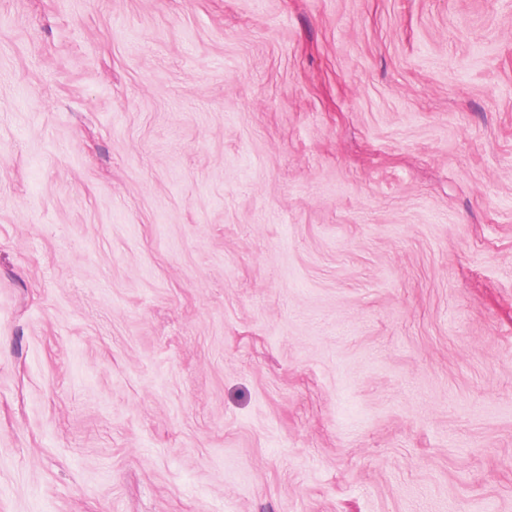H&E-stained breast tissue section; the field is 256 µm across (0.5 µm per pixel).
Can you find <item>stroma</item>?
<instances>
[{
    "instance_id": "1",
    "label": "stroma",
    "mask_w": 512,
    "mask_h": 512,
    "mask_svg": "<svg viewBox=\"0 0 512 512\" xmlns=\"http://www.w3.org/2000/svg\"><path fill=\"white\" fill-rule=\"evenodd\" d=\"M0 512H512V0H0Z\"/></svg>"
}]
</instances>
